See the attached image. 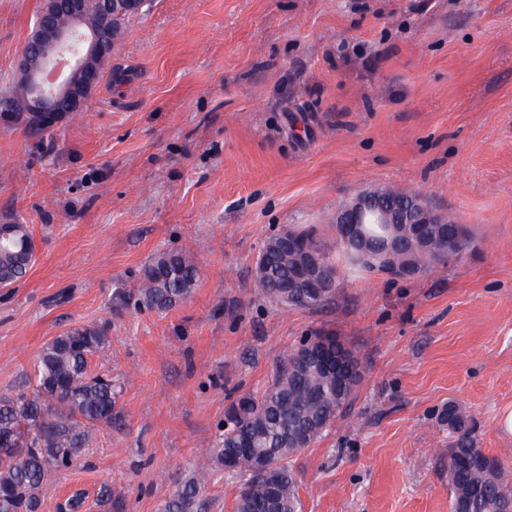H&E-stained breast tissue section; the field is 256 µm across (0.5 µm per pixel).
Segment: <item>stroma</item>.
I'll return each instance as SVG.
<instances>
[{"mask_svg": "<svg viewBox=\"0 0 512 512\" xmlns=\"http://www.w3.org/2000/svg\"><path fill=\"white\" fill-rule=\"evenodd\" d=\"M41 6L0 0V93ZM380 185L465 225L464 260L347 276L317 309L256 301L267 237L334 240L336 210ZM2 215L29 225L36 262L0 288V393L75 325L106 327L89 370L118 386L111 426L49 476L39 512L77 492L82 512H162L229 405L313 329L347 339L363 374L293 458L303 512H450L433 417L451 401L512 462V0H150L78 119L33 136L0 115ZM170 250L199 267L191 298L116 304Z\"/></svg>", "mask_w": 512, "mask_h": 512, "instance_id": "1", "label": "stroma"}]
</instances>
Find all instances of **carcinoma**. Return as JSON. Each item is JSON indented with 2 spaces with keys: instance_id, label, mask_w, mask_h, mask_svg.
I'll return each mask as SVG.
<instances>
[{
  "instance_id": "1",
  "label": "carcinoma",
  "mask_w": 512,
  "mask_h": 512,
  "mask_svg": "<svg viewBox=\"0 0 512 512\" xmlns=\"http://www.w3.org/2000/svg\"><path fill=\"white\" fill-rule=\"evenodd\" d=\"M31 94L23 76L15 74L14 88L0 97V111L8 108L21 117ZM8 237L0 239V287L23 279L35 262V246L28 225L0 220ZM433 249L411 259L401 253L391 262L409 263L418 276L434 271L439 255L468 247L470 232L457 233L453 220L438 225ZM297 238L320 250L328 282L317 298L290 283L298 269L297 256L286 242ZM374 273V264L357 255L343 239L336 251L315 226L281 228L263 243L253 275L255 300L282 308H317L331 303L347 272ZM198 266L188 254L162 252L150 259L136 287L135 304L165 314L190 298L198 280ZM109 345L105 328L70 327L40 351L26 386L0 394V502L13 512H37L49 474L72 464L86 449L95 431L112 425L117 391L112 378L88 373V360ZM362 363L343 337L317 330L286 350L271 380L259 392L239 396L225 415L224 434L204 457L197 459L163 512H204V490L228 464L234 475L255 490L236 492L232 512H262L258 501L275 492L274 512H301L299 484L290 465L302 449L321 439L354 399L362 379ZM437 426L448 430L445 471L451 493V512H512V476L505 459L485 456L479 448L472 420L462 405L450 402L437 410ZM274 467L263 470L260 463Z\"/></svg>"
}]
</instances>
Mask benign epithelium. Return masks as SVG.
I'll return each mask as SVG.
<instances>
[{
  "mask_svg": "<svg viewBox=\"0 0 512 512\" xmlns=\"http://www.w3.org/2000/svg\"><path fill=\"white\" fill-rule=\"evenodd\" d=\"M71 27H56L43 18H37L27 40L37 42L44 50L43 66L33 70L23 56H18L15 69L24 72L35 88V95L27 112L28 121L48 127L61 118L74 115L85 109L96 90L100 79L98 69L85 65V59L96 56L101 60L112 57L113 44L105 43L96 36H88L77 29L83 14V0H67ZM144 0H104V21L116 30L123 28L126 21L139 15ZM64 97L70 108L64 112L50 105L51 100ZM380 189L375 187L356 196L350 203L336 211L333 223L337 234L344 240H360V253L384 258L392 250L425 249L428 243L424 237V225L446 224L447 214L433 207L427 199L417 194L406 208H381L377 204ZM378 213L381 224H411L410 238L397 239L386 243L380 250L373 249L362 239V224L366 223L369 212ZM288 247L306 255L308 268L304 271L308 287H321L323 272L316 256L306 248L288 243Z\"/></svg>",
  "mask_w": 512,
  "mask_h": 512,
  "instance_id": "1",
  "label": "benign epithelium"
}]
</instances>
